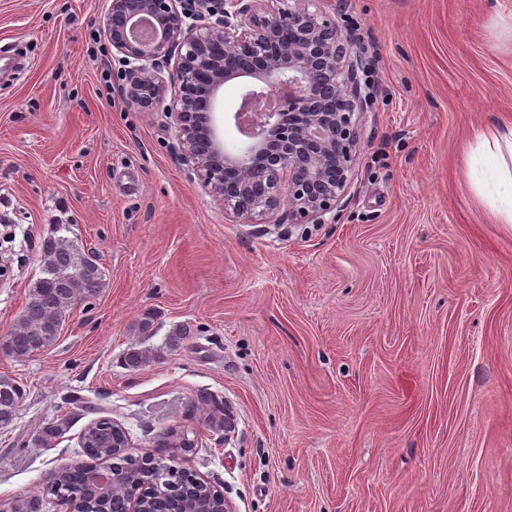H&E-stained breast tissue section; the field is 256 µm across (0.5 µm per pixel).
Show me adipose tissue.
<instances>
[{"instance_id": "1", "label": "adipose tissue", "mask_w": 512, "mask_h": 512, "mask_svg": "<svg viewBox=\"0 0 512 512\" xmlns=\"http://www.w3.org/2000/svg\"><path fill=\"white\" fill-rule=\"evenodd\" d=\"M463 163L469 186L493 223L512 224V123L475 131Z\"/></svg>"}]
</instances>
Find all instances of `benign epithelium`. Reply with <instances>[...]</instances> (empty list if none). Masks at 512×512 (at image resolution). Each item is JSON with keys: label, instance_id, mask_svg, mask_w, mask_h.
Returning <instances> with one entry per match:
<instances>
[{"label": "benign epithelium", "instance_id": "benign-epithelium-1", "mask_svg": "<svg viewBox=\"0 0 512 512\" xmlns=\"http://www.w3.org/2000/svg\"><path fill=\"white\" fill-rule=\"evenodd\" d=\"M332 0H111L100 27L123 65L130 105L170 113L179 149L202 187L239 224H300L335 214L360 153L357 116L372 109L367 64L336 24ZM256 65L224 62V46ZM239 145L218 119L224 86ZM92 479L124 486L126 512H145L140 486L106 467Z\"/></svg>", "mask_w": 512, "mask_h": 512}]
</instances>
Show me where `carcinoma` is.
Listing matches in <instances>:
<instances>
[{"label":"carcinoma","instance_id":"carcinoma-1","mask_svg":"<svg viewBox=\"0 0 512 512\" xmlns=\"http://www.w3.org/2000/svg\"><path fill=\"white\" fill-rule=\"evenodd\" d=\"M41 277L29 289L26 303L0 346L16 362H25L34 354L57 342L66 314L79 303H91L105 288V271L77 235L73 225L56 224L41 243ZM23 398V389L14 379L0 376V428L10 426ZM69 418L63 415L42 427V441L62 437ZM126 431L114 428L109 417L90 423L81 438L95 464L113 460L119 472L146 490V503L162 512H200L209 499L208 489L188 479L185 471L174 469V455L167 449L158 456L136 460L118 455L113 443ZM45 492L59 500L79 501L87 512H114L120 503V491L91 486L84 466L77 463L51 475Z\"/></svg>","mask_w":512,"mask_h":512}]
</instances>
